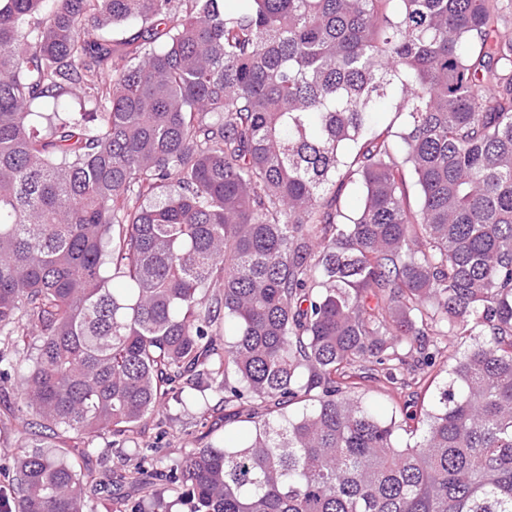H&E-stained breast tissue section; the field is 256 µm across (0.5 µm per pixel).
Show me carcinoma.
Here are the masks:
<instances>
[{
    "instance_id": "cac0c4a2",
    "label": "carcinoma",
    "mask_w": 512,
    "mask_h": 512,
    "mask_svg": "<svg viewBox=\"0 0 512 512\" xmlns=\"http://www.w3.org/2000/svg\"><path fill=\"white\" fill-rule=\"evenodd\" d=\"M226 2L0 0V501L512 512V0ZM412 376V374L409 375L404 372V376H399V378H404V380H399L395 384H386L384 386L382 383L366 382L365 384L369 390L368 395L389 409L400 406L405 401L412 399L421 404L424 402V405H426L430 400L431 393L434 391L436 383H433L428 389L430 382L425 383L421 381L415 384L416 379L412 380ZM199 416V409L195 406L182 407L176 403H171V408L168 414H165L161 428L149 431L150 438L146 440L150 442L155 440V436L160 431H165L166 434L161 437L162 448H160V455H174L181 451L193 448L192 440L195 436L199 437L202 433L206 432L207 428L195 427L194 424ZM184 431H193V435L186 436Z\"/></svg>"
}]
</instances>
